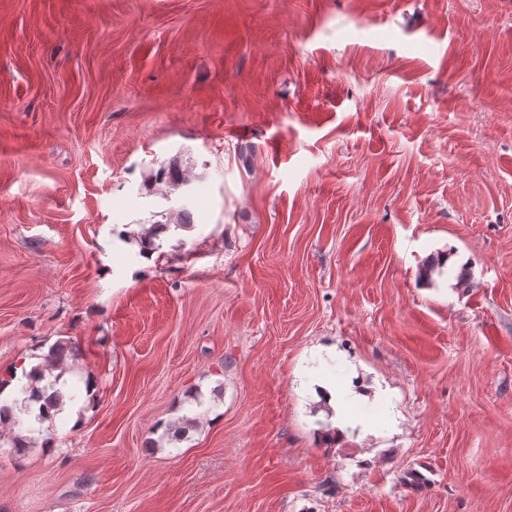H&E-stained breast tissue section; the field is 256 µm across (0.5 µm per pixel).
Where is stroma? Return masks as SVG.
<instances>
[{
	"mask_svg": "<svg viewBox=\"0 0 512 512\" xmlns=\"http://www.w3.org/2000/svg\"><path fill=\"white\" fill-rule=\"evenodd\" d=\"M58 341L0 512H512V0H0V371ZM189 414L186 413L174 421L169 422L164 426V430L160 436V440L166 445H173L174 447L188 438L190 430L195 428L198 423L199 414L196 413L194 408L189 409Z\"/></svg>",
	"mask_w": 512,
	"mask_h": 512,
	"instance_id": "1",
	"label": "stroma"
}]
</instances>
